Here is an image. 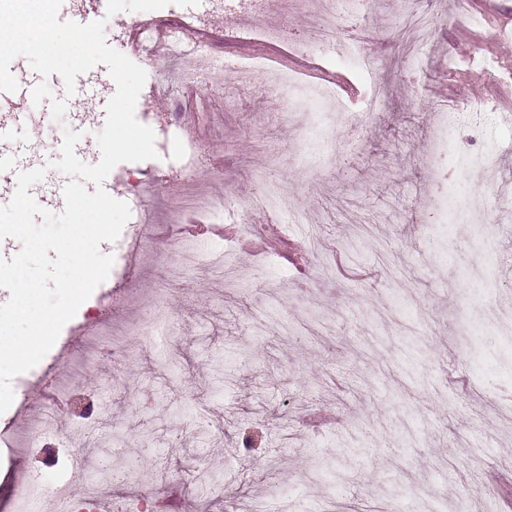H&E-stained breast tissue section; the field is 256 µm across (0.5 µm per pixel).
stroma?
<instances>
[{"label": "stroma", "mask_w": 512, "mask_h": 512, "mask_svg": "<svg viewBox=\"0 0 512 512\" xmlns=\"http://www.w3.org/2000/svg\"><path fill=\"white\" fill-rule=\"evenodd\" d=\"M220 2L145 14L200 21L212 56L246 67L238 82L207 70L193 98L178 78L198 59L142 61L131 12L108 14L97 0L108 45L147 73L135 115L153 129L158 157L120 163L107 180L149 243L128 252L125 232L102 242L109 256L127 254V266L113 265L41 362L13 379L28 407L0 413L10 439L0 444V481L30 486L31 507L49 512L37 487L75 480L71 450L84 447L82 499H107L111 512H201L204 496L211 512H249L258 501L271 512H452L466 498L476 512H501L488 476H512V427L500 419L512 404V338L475 312L512 305V0H419L430 34L416 54L401 0H370L336 20L338 42L367 49L366 67L333 48L312 51L299 12L242 14L225 30ZM281 26L288 41L267 46L266 32ZM284 54L312 56L359 89L333 105L312 71L290 73L305 92L311 150L326 132L347 143L331 166L292 163L300 143L276 117L288 90L272 81ZM10 71L18 89L0 97V121L26 113L13 141L29 145L52 122L50 104L28 98L38 74L25 58ZM373 94L374 114L351 129L350 114ZM443 112L454 118L452 174L433 184L425 164ZM194 143L199 173L186 178ZM489 153L493 172L471 166ZM271 186L294 205L275 223L280 235L321 242L303 267L241 247L270 222L250 203ZM198 195L222 197L224 209L190 227L179 204ZM486 219L499 231L495 286L481 292L469 287L484 262L470 241ZM218 224L232 235L217 238ZM173 235L199 255L223 247L231 283L202 269L169 279L177 257L155 246ZM161 287L174 326L147 350L140 327L156 322ZM44 388L85 398L93 415L66 410L69 433L58 434L42 418ZM112 449L140 455L134 484L97 467ZM342 456L354 476L344 487L317 468Z\"/></svg>", "instance_id": "stroma-1"}]
</instances>
